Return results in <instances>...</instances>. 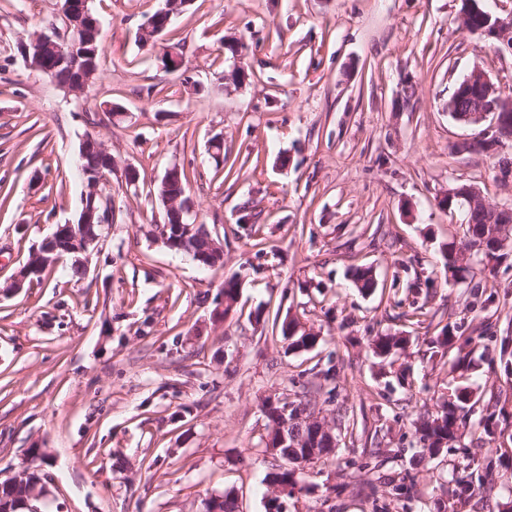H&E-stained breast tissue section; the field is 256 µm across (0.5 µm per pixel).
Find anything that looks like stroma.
Returning a JSON list of instances; mask_svg holds the SVG:
<instances>
[{
	"instance_id": "35a3bbf8",
	"label": "stroma",
	"mask_w": 512,
	"mask_h": 512,
	"mask_svg": "<svg viewBox=\"0 0 512 512\" xmlns=\"http://www.w3.org/2000/svg\"><path fill=\"white\" fill-rule=\"evenodd\" d=\"M90 5L104 58L91 93L75 97L16 52L59 0H0V468L48 453L42 512H204L228 491L240 512H269L261 403L306 388L326 421L347 410L378 431L382 464L340 437L287 512H436L467 456L409 465L420 411L455 386L428 340L448 323L480 336L493 316L512 335V260L478 255L466 279H445L444 247L459 237L439 205L448 188L471 184L512 208L494 159L456 151L483 128L453 119L448 99L476 68L512 98V51L470 34L461 0H191L151 50L139 28L164 0ZM177 43L184 67L165 71L158 56ZM109 102L122 113L94 132L115 160L113 221L86 274L66 261L9 290L31 251L77 220L82 116ZM215 138L231 175L208 154ZM175 163L193 175L191 217L222 244L223 266L160 239L156 187ZM361 266L372 293L352 282ZM233 276L237 307L213 323ZM413 302L432 319L406 317ZM259 309L300 317L318 346L288 350ZM379 333L408 338L393 363L367 345ZM408 467L415 486L400 498L389 479Z\"/></svg>"
}]
</instances>
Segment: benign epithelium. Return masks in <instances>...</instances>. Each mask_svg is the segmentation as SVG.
I'll return each instance as SVG.
<instances>
[{"instance_id":"benign-epithelium-1","label":"benign epithelium","mask_w":512,"mask_h":512,"mask_svg":"<svg viewBox=\"0 0 512 512\" xmlns=\"http://www.w3.org/2000/svg\"><path fill=\"white\" fill-rule=\"evenodd\" d=\"M89 0H62L58 17L63 21L64 32L72 34L71 45L66 52H59L58 40L60 33L54 28L41 31L30 39L18 41V55L26 66L49 74L53 81H58L57 72L64 70V76L68 78L67 85L70 92L81 94L87 91L93 81L96 71L92 69L94 52L87 49L88 34L98 30L99 22L92 16ZM464 8L461 10V20L469 22L471 15L476 14L480 20L482 39H495L512 48V21H506L488 10L479 7L478 0H463ZM179 16V12L166 7L159 11L155 22H147L145 26H155V34H160L169 27L173 18ZM38 47L36 58H31L30 47ZM463 88L475 93V98L468 108L456 110L448 107V111L456 121L467 125H479L490 122L494 133L485 134L471 139H465L455 145L460 153L472 152L476 149L496 157L501 154L503 141L512 138V100L503 97L497 85L489 76L479 70H473L464 78ZM464 200L471 210L482 207L488 213L489 224H511L512 210L491 204L482 191L473 185H460L454 190L448 191L447 206H452L454 200ZM77 223L84 230L82 248H72L69 245L59 243L64 238L67 229L58 227L53 234L45 239L47 247L42 253L44 263L56 267L72 254L87 253L97 250L101 243L102 235L95 232L94 227L100 228L112 223V207L98 209L94 205H86L81 211Z\"/></svg>"}]
</instances>
